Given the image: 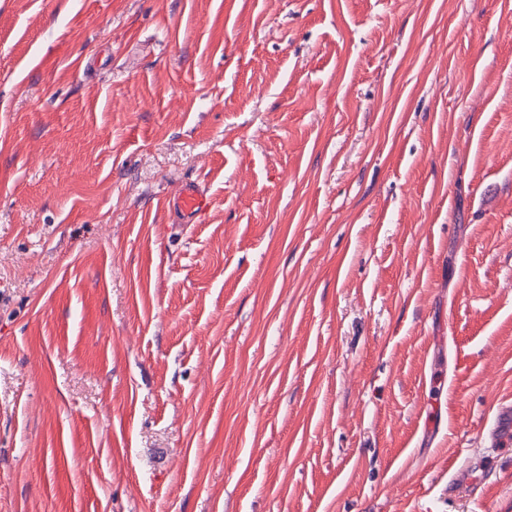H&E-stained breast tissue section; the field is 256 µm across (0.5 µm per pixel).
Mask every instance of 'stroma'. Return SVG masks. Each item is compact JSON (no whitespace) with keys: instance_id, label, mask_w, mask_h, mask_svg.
<instances>
[{"instance_id":"stroma-1","label":"stroma","mask_w":512,"mask_h":512,"mask_svg":"<svg viewBox=\"0 0 512 512\" xmlns=\"http://www.w3.org/2000/svg\"><path fill=\"white\" fill-rule=\"evenodd\" d=\"M509 405L512 0H0V512H512ZM167 206L182 222L190 224L207 208V197L197 185L187 183L168 199Z\"/></svg>"}]
</instances>
